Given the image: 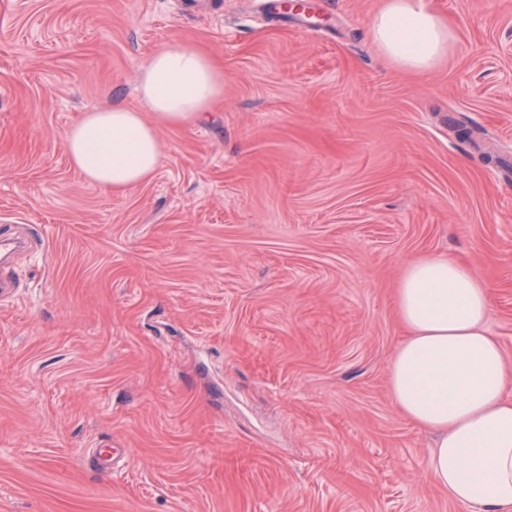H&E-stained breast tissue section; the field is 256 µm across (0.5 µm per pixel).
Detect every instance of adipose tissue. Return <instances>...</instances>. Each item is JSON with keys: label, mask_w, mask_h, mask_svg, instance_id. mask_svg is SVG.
<instances>
[{"label": "adipose tissue", "mask_w": 512, "mask_h": 512, "mask_svg": "<svg viewBox=\"0 0 512 512\" xmlns=\"http://www.w3.org/2000/svg\"><path fill=\"white\" fill-rule=\"evenodd\" d=\"M370 33L388 62L415 73L436 68L454 39L423 0H384ZM138 90L144 111L116 102L66 133L71 163L117 192L153 177L159 127L202 119L224 94V72L193 44L172 41L142 66ZM396 305L407 337L390 363V392L407 419L437 434L430 478L467 512H512V372L486 325V286L458 261L424 256L406 266Z\"/></svg>", "instance_id": "adipose-tissue-1"}]
</instances>
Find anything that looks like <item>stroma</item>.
<instances>
[{
    "label": "stroma",
    "mask_w": 512,
    "mask_h": 512,
    "mask_svg": "<svg viewBox=\"0 0 512 512\" xmlns=\"http://www.w3.org/2000/svg\"><path fill=\"white\" fill-rule=\"evenodd\" d=\"M0 0V512H464L388 387L394 292L425 255L489 293L512 363V0H425L454 32L417 77L382 0ZM194 43L224 69L153 178L88 181L65 133L138 109ZM126 448L111 474L86 460Z\"/></svg>",
    "instance_id": "obj_1"
}]
</instances>
